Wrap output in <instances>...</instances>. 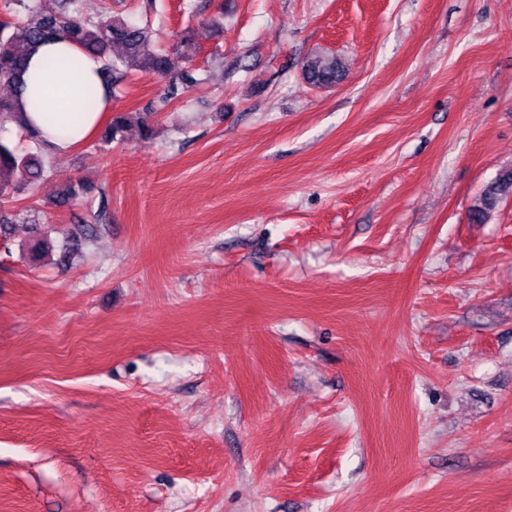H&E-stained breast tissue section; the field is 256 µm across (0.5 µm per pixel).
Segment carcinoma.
I'll list each match as a JSON object with an SVG mask.
<instances>
[{
    "label": "carcinoma",
    "mask_w": 512,
    "mask_h": 512,
    "mask_svg": "<svg viewBox=\"0 0 512 512\" xmlns=\"http://www.w3.org/2000/svg\"><path fill=\"white\" fill-rule=\"evenodd\" d=\"M80 0H60L57 11L48 12L40 8L38 0H4L0 7V86L9 89V94L0 96V123L10 122L18 129L21 138L33 143L38 152L33 153L15 144L0 140V241L10 240L15 215L5 203L20 188H35L49 177L45 160L48 147L39 130L28 125L23 119L21 99L26 88L24 75L30 56L45 42L64 37L84 51L98 56L102 61L100 79L108 97H113L117 86L129 77L130 71L154 74L166 80L167 88L160 94V108L171 104L178 95L196 83L194 72L188 63L195 54L190 37H182L173 49L187 63L182 69L173 66L171 57L162 50H155L151 44L152 21L130 22L122 17H99L95 20L82 17ZM117 43L124 49L120 57L107 54L110 44ZM304 78L315 86H332L343 78V67L333 55L315 53L304 59L301 66ZM136 121L145 139L152 135L148 117L128 112L112 113L101 137L107 145L122 135L124 129ZM512 195V170L505 172L484 192L480 205L470 214L471 221L481 223L487 212L496 207L504 198ZM77 198V191L71 184H64L56 191L52 205L58 209L70 208ZM33 243L30 254L39 259L50 248V224H33ZM91 225L74 224L64 238V246H80L89 237Z\"/></svg>",
    "instance_id": "obj_1"
}]
</instances>
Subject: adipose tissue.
I'll return each mask as SVG.
<instances>
[{"instance_id": "adipose-tissue-1", "label": "adipose tissue", "mask_w": 512, "mask_h": 512, "mask_svg": "<svg viewBox=\"0 0 512 512\" xmlns=\"http://www.w3.org/2000/svg\"><path fill=\"white\" fill-rule=\"evenodd\" d=\"M101 63L59 38L40 46L28 62L23 102L55 151L65 152L94 137L108 118V103L85 109L88 95H100Z\"/></svg>"}]
</instances>
